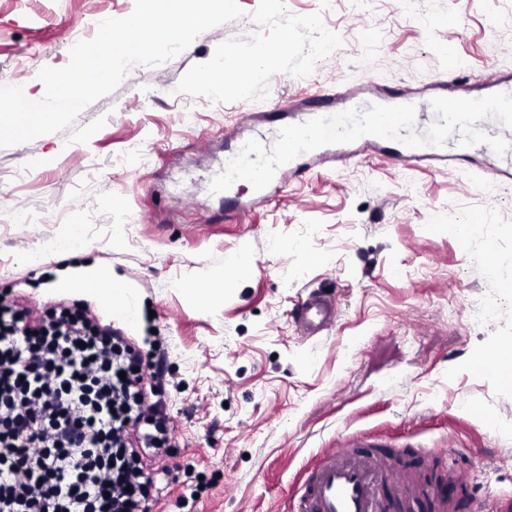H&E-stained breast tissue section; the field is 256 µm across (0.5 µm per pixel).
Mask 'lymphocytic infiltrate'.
<instances>
[{
  "label": "lymphocytic infiltrate",
  "instance_id": "1",
  "mask_svg": "<svg viewBox=\"0 0 512 512\" xmlns=\"http://www.w3.org/2000/svg\"><path fill=\"white\" fill-rule=\"evenodd\" d=\"M173 431L162 364L123 329L0 300V512H156Z\"/></svg>",
  "mask_w": 512,
  "mask_h": 512
}]
</instances>
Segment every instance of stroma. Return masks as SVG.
Instances as JSON below:
<instances>
[{
	"label": "stroma",
	"instance_id": "stroma-1",
	"mask_svg": "<svg viewBox=\"0 0 512 512\" xmlns=\"http://www.w3.org/2000/svg\"><path fill=\"white\" fill-rule=\"evenodd\" d=\"M134 0H0V81L21 79L40 99L41 68H61L79 32L123 18ZM287 14L322 12L342 46L305 77L278 74L265 97L215 102L177 92L216 45L248 20L199 35L177 57L136 66L76 123L106 125L89 143L69 131L0 148V291L29 303L66 300L123 327L147 352L166 353L176 461L198 498L181 512H288L327 448L360 437L431 477L436 512H512V387L478 353L512 342V181L485 192L482 145L414 169L366 152L280 180L267 202L243 180L211 193L227 157L255 138L274 145L281 103L301 90H347L362 103L409 91L434 121L436 78L460 93L512 77V0H285ZM463 68L449 72V59ZM476 223L468 240L456 224ZM81 227L82 251L42 254L44 241ZM499 258L496 273L477 261ZM91 263L135 292L144 321L59 288L58 273ZM224 278L221 301L202 282ZM334 295L335 324L299 336L293 309L313 291ZM469 473L452 484L448 473Z\"/></svg>",
	"mask_w": 512,
	"mask_h": 512
}]
</instances>
